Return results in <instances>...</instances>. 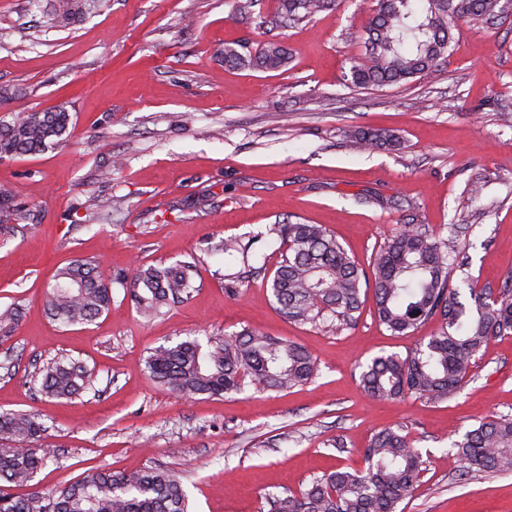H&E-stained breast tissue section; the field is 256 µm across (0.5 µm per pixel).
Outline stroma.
<instances>
[{
  "label": "stroma",
  "instance_id": "35a3bbf8",
  "mask_svg": "<svg viewBox=\"0 0 512 512\" xmlns=\"http://www.w3.org/2000/svg\"><path fill=\"white\" fill-rule=\"evenodd\" d=\"M232 0H99L67 28L52 0H0V120L65 107L67 143L0 159V185L35 218L0 229V308L17 307L0 343V413L38 414L55 450L29 484L48 493L95 468L177 472L193 512H268L270 495L363 468L370 438L402 428L426 469L398 512H512V471H465L455 441L479 421L512 416V335L483 348L470 380L441 402L379 400L360 384L370 359L400 356L440 328L395 335L365 297L356 321L297 324L269 289L286 251L272 224H320L361 266L402 225L455 234L451 284L498 290L512 278V10L463 21L437 72L360 89L350 69L375 0H332L285 27L276 0L253 15ZM278 41L287 67L224 63V46ZM394 131L364 152L354 131ZM123 167L112 170L113 157ZM479 196H471L472 186ZM113 201L99 214V199ZM241 240L244 252L219 251ZM77 258L119 270L196 260L195 290L154 319L123 288L93 322L63 326L44 309L57 268ZM239 277L237 295L224 284ZM256 328L304 346L319 371L285 392L253 387L189 399L156 383L151 349ZM61 357L92 370L78 398H47L30 376Z\"/></svg>",
  "mask_w": 512,
  "mask_h": 512
}]
</instances>
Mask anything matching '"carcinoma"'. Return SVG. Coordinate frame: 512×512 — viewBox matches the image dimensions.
Returning <instances> with one entry per match:
<instances>
[{"label":"carcinoma","instance_id":"1","mask_svg":"<svg viewBox=\"0 0 512 512\" xmlns=\"http://www.w3.org/2000/svg\"><path fill=\"white\" fill-rule=\"evenodd\" d=\"M328 0H279L288 24L326 8ZM78 0H55L53 20L71 25ZM505 11L501 0H378L365 27L366 53L351 68L359 88L396 85L432 73L448 57L453 30L460 21L488 20ZM224 63L232 67L278 70L288 64L287 48L270 42L252 53L224 45ZM71 115L64 108L16 112L0 121V159L45 152L66 141ZM362 149L395 148L399 138L386 130H358ZM31 220L28 205L0 187V224ZM271 233L287 245L269 283L279 312L288 320L315 324L334 319L350 324L362 306V294L375 299V315L393 333L403 334L438 317L440 330L402 357L371 359L360 374L363 389L380 399L407 396L442 401L468 381L475 358L491 342L512 335V280L497 292L469 289L472 303L450 287L454 238H434L405 224L375 254L366 272L327 229L318 224H275ZM92 260L76 259L60 269L45 292L47 313L64 325L87 324L109 311L112 285L125 288L138 313L152 319L186 300L194 290L196 263L138 267L106 281ZM18 310L0 312V340L9 339ZM146 369L160 385L187 398L239 392L247 384L258 391H284L313 378L316 361L303 346L273 339L255 329L222 338L206 337L160 345L150 351ZM46 397L71 398L93 387V376L73 360L51 362L30 379ZM43 425L30 413L0 414V483L28 485L52 457L40 442ZM456 455L483 472L512 470V418H492L467 430L453 444ZM365 466L337 470L317 478L299 494L272 495L269 512H397L418 485L424 460L401 429L374 434L362 449ZM0 512H191L178 475L148 467L126 473L96 468L48 494L15 496L0 488Z\"/></svg>","mask_w":512,"mask_h":512}]
</instances>
